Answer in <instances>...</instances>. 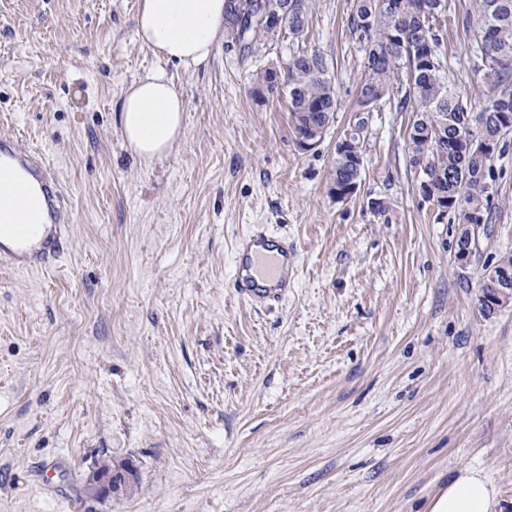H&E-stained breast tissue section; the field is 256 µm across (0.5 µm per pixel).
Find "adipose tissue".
I'll list each match as a JSON object with an SVG mask.
<instances>
[{
  "label": "adipose tissue",
  "mask_w": 512,
  "mask_h": 512,
  "mask_svg": "<svg viewBox=\"0 0 512 512\" xmlns=\"http://www.w3.org/2000/svg\"><path fill=\"white\" fill-rule=\"evenodd\" d=\"M226 0H141L138 40L162 60L188 68L207 65L224 36ZM185 101L164 69L147 72L123 94L118 126L139 158L166 157L184 127ZM497 490L486 475L465 468L430 502L428 512H495Z\"/></svg>",
  "instance_id": "obj_1"
}]
</instances>
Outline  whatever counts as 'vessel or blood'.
Returning a JSON list of instances; mask_svg holds the SVG:
<instances>
[{"mask_svg":"<svg viewBox=\"0 0 512 512\" xmlns=\"http://www.w3.org/2000/svg\"><path fill=\"white\" fill-rule=\"evenodd\" d=\"M0 160L23 179L0 194V216L13 220V243L0 246V258L19 271H47L63 254L71 222L70 201L45 155L16 136H0ZM37 187L41 205L34 213L18 204L30 187ZM297 261V251L287 243L255 235L235 249V288L253 301L279 299L288 286V274Z\"/></svg>","mask_w":512,"mask_h":512,"instance_id":"vessel-or-blood-1","label":"vessel or blood"}]
</instances>
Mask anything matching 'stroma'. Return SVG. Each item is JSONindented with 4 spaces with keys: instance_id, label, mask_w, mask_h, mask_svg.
<instances>
[{
    "instance_id": "1",
    "label": "stroma",
    "mask_w": 512,
    "mask_h": 512,
    "mask_svg": "<svg viewBox=\"0 0 512 512\" xmlns=\"http://www.w3.org/2000/svg\"><path fill=\"white\" fill-rule=\"evenodd\" d=\"M351 6L309 0L304 43H221L194 70L138 41V0H0V135L42 150L72 202L55 268L0 263V512H84L105 460L139 485L99 512H428L464 468L512 512V304L480 303L512 253V135L467 261L455 215L419 190L412 112L372 114L358 190L337 200L363 65ZM481 27L480 0H448L441 57L476 110ZM301 47L325 57L339 103L311 151L286 98L248 93ZM160 65L187 114L148 163L116 108ZM255 232L298 252L271 306L233 287L235 243Z\"/></svg>"
}]
</instances>
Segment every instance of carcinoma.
<instances>
[{
    "mask_svg": "<svg viewBox=\"0 0 512 512\" xmlns=\"http://www.w3.org/2000/svg\"><path fill=\"white\" fill-rule=\"evenodd\" d=\"M227 11L225 36L241 54L256 52L260 42L291 36L299 40L307 28L306 0H264L278 10L294 3L296 17L283 29L262 28L251 23L258 0H237L240 12ZM353 0L350 32L363 53L356 112H379L394 93L401 94L399 108L414 112L407 140L411 156L426 164L427 173L438 170L428 198L458 217L460 233L465 225L486 221L490 199L492 156H467L458 133L470 113L468 102L448 81L438 50L443 43L447 0ZM483 29L478 46L489 99L480 111V138L494 145L504 143L505 113L512 114V0H482ZM256 100L286 96L288 112L303 125H320L338 110L333 78L324 56L317 51H298L288 59V69L258 72L252 82ZM336 185L360 181L355 164L333 163Z\"/></svg>",
    "mask_w": 512,
    "mask_h": 512,
    "instance_id": "1",
    "label": "carcinoma"
}]
</instances>
